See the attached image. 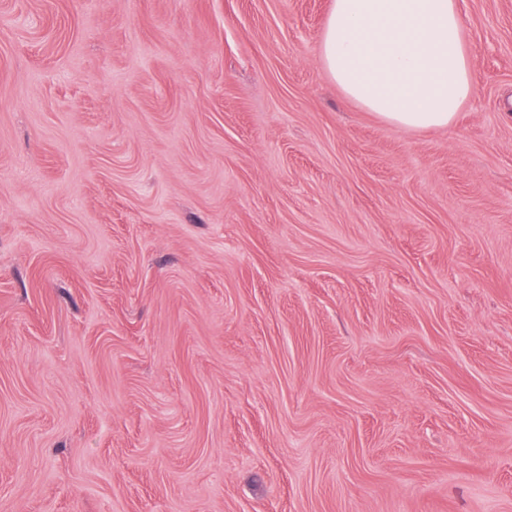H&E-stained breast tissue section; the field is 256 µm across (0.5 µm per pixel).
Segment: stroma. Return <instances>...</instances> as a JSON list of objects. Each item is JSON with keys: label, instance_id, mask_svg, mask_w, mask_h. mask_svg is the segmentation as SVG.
Wrapping results in <instances>:
<instances>
[{"label": "stroma", "instance_id": "obj_1", "mask_svg": "<svg viewBox=\"0 0 512 512\" xmlns=\"http://www.w3.org/2000/svg\"><path fill=\"white\" fill-rule=\"evenodd\" d=\"M446 127L333 0H0V512H512V0Z\"/></svg>", "mask_w": 512, "mask_h": 512}]
</instances>
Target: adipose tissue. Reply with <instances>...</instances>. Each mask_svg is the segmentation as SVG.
<instances>
[{
	"label": "adipose tissue",
	"mask_w": 512,
	"mask_h": 512,
	"mask_svg": "<svg viewBox=\"0 0 512 512\" xmlns=\"http://www.w3.org/2000/svg\"><path fill=\"white\" fill-rule=\"evenodd\" d=\"M320 61L347 98L411 129L449 126L475 89L456 0H333Z\"/></svg>",
	"instance_id": "obj_1"
}]
</instances>
